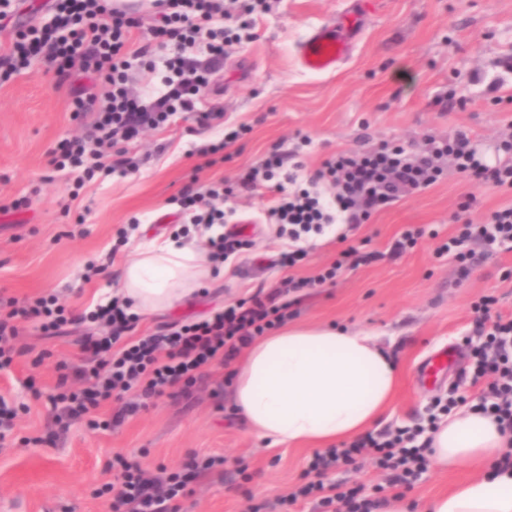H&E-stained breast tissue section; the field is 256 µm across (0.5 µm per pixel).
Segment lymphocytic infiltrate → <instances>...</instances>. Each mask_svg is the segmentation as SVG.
Listing matches in <instances>:
<instances>
[{"instance_id":"1","label":"lymphocytic infiltrate","mask_w":512,"mask_h":512,"mask_svg":"<svg viewBox=\"0 0 512 512\" xmlns=\"http://www.w3.org/2000/svg\"><path fill=\"white\" fill-rule=\"evenodd\" d=\"M266 0H242L240 32L225 30L224 0H156L157 18L150 29L157 45L170 49L164 86L152 105L127 85L130 52L147 55L148 46L133 47L131 34L138 22L126 10L111 6L109 0H50V23L15 27L6 52L0 54V70L12 75L39 60L58 73L79 71L102 77L99 90L77 96L76 113L90 116V131L81 139H65L50 153L49 163L58 170L72 169L92 180L97 173L127 175L135 171L126 144L140 139L144 130L159 126L179 112L193 113L199 127L220 125L223 112H199L195 100L209 92V74L197 70L186 51L204 42L208 52L224 56L249 29L247 15L264 6ZM450 160L457 171L473 181L495 187L512 188V164L489 167L475 157L469 135L457 131L448 138L434 139L428 150L407 157L403 150L381 145L363 152H339L322 163L316 181L327 182L332 200L306 189L282 194L269 211L277 233L291 239L343 216L348 224L366 220L372 212L391 206L402 193L420 191L433 185L442 160ZM224 186L212 184L199 192L186 186L177 199L185 223L212 226L223 223L224 211L217 205ZM470 242L491 250L512 247V206L490 212L479 224H462L457 234L440 247L454 255L461 275H468L467 250ZM375 251L357 247L343 250L339 259L319 274L306 279L283 278L271 289H257L249 298L225 306L211 319L180 328H163L155 333L128 339L136 316L130 305L120 300L91 311V322L105 327L104 335L90 337L82 346L87 366L78 373L79 389H58L48 397L60 428L75 420H86L90 429L108 430L138 412L143 400L160 397L171 389L189 393L205 368L215 364L230 366L241 351L256 338L285 324L294 304L293 294L334 282L342 268L355 269L380 260ZM491 298L476 305L481 325L488 332L481 346L472 352L474 382H485L476 407L495 418L503 432L512 435V320L492 319ZM9 310L0 316V369L11 365L18 355L17 341L27 323L44 335L59 334L67 322L65 309L52 297L24 303L8 300ZM136 399H128L129 391ZM116 400L118 408L101 418L103 402ZM416 431H383L367 439L315 453L304 472L305 482L288 497L289 502L318 497L321 506L333 512H374L375 502L360 498L356 488L324 484L323 475L342 463L353 462L363 452H371L376 466L388 473L392 484L411 485L428 462L426 445L416 444ZM119 485L112 491L111 512H179L175 499L194 475L212 468L216 460L190 456L181 472L163 477L125 458H116Z\"/></svg>"}]
</instances>
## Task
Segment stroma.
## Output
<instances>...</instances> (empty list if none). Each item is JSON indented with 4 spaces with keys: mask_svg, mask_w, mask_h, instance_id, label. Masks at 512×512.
<instances>
[{
    "mask_svg": "<svg viewBox=\"0 0 512 512\" xmlns=\"http://www.w3.org/2000/svg\"><path fill=\"white\" fill-rule=\"evenodd\" d=\"M352 3L271 0L251 39L228 55L194 51L214 86L197 110L223 112L225 125H248L241 140L200 156V147L222 138L223 127L199 129L192 114L180 112L129 145L134 173H100L80 188L74 173L50 166L49 153L58 141L88 130V118L70 111L82 79L60 78L36 62L0 83V298L53 295L76 316L107 303L119 293V265L138 245L177 235L204 246L199 226L169 220L176 210L172 199L184 186L204 190L219 180L235 182L274 149L286 155L285 170L301 164V187L332 153L388 143L414 155L430 137L459 130L467 131L479 160H512L501 149L512 137V0H365L362 30L345 63L325 74L304 71L296 55L300 41ZM277 196L271 184L226 197L228 224L248 222L245 253L229 258L223 276L189 301L139 317L133 336L204 318L289 275L314 276L336 260L344 234L382 252V260L341 270L335 285L312 291L295 306L293 319L361 329L391 343L399 382L379 426H428L435 401L446 398L451 386L470 384L471 341L479 336L474 304L494 297L493 315L512 319V249L488 257L481 244L470 243L474 262L465 278L453 256L436 249L456 234L457 215L481 222L512 205V190L472 182L443 163L428 189L402 196L357 227L333 223L302 236L308 258L289 270L276 264L289 241L265 221ZM409 227L427 234L391 255L392 243ZM87 331L74 325L48 337L26 325L18 342L22 355L0 370V397L17 411L10 436L0 443V512H110L111 496L103 487L116 477L115 457L170 475L193 453L224 461L185 490L181 512H249L255 506L260 512H320L316 500L287 501L302 482L312 449L271 447L247 434L231 392L218 400L211 395L214 381L229 377L223 367L211 368L209 380L197 382L191 395L150 400L110 430H90L82 420L59 430L47 396L65 371L80 366L79 342ZM443 348L455 351L454 364L436 384L424 383L420 364ZM36 387L42 399L33 397ZM475 475L430 465L405 497L428 500ZM327 481L359 488L369 500L395 493L369 456L337 467Z\"/></svg>",
    "mask_w": 512,
    "mask_h": 512,
    "instance_id": "35a3bbf8",
    "label": "stroma"
}]
</instances>
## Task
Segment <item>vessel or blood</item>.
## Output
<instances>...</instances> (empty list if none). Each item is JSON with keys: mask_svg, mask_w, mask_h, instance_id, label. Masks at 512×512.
I'll return each mask as SVG.
<instances>
[{"mask_svg": "<svg viewBox=\"0 0 512 512\" xmlns=\"http://www.w3.org/2000/svg\"><path fill=\"white\" fill-rule=\"evenodd\" d=\"M359 32L357 18L349 13L314 27L298 46L301 67L312 74L336 70L349 57Z\"/></svg>", "mask_w": 512, "mask_h": 512, "instance_id": "vessel-or-blood-1", "label": "vessel or blood"}]
</instances>
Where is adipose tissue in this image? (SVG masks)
<instances>
[{"instance_id":"adipose-tissue-1","label":"adipose tissue","mask_w":512,"mask_h":512,"mask_svg":"<svg viewBox=\"0 0 512 512\" xmlns=\"http://www.w3.org/2000/svg\"><path fill=\"white\" fill-rule=\"evenodd\" d=\"M212 269L199 249L170 238L137 248L119 270L123 299L142 314L189 299ZM396 358L366 331L294 324L260 337L233 373V398L246 430L272 446L317 449L373 427L393 402ZM429 455L443 470L482 468L447 494L390 512H512V470L495 463L506 438L493 417L468 408L438 422Z\"/></svg>"}]
</instances>
